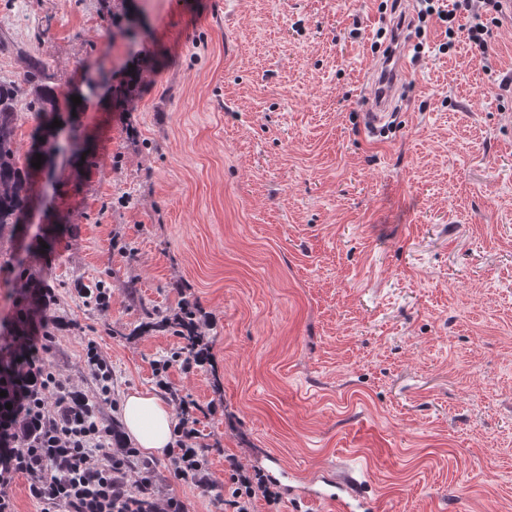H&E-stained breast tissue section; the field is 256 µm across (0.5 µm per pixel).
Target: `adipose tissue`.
<instances>
[{
  "mask_svg": "<svg viewBox=\"0 0 512 512\" xmlns=\"http://www.w3.org/2000/svg\"><path fill=\"white\" fill-rule=\"evenodd\" d=\"M122 418L127 435L143 452L160 455L171 448L175 415L160 396L147 391L129 394Z\"/></svg>",
  "mask_w": 512,
  "mask_h": 512,
  "instance_id": "1",
  "label": "adipose tissue"
}]
</instances>
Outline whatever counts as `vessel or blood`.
I'll return each mask as SVG.
<instances>
[{"label":"vessel or blood","mask_w":512,"mask_h":512,"mask_svg":"<svg viewBox=\"0 0 512 512\" xmlns=\"http://www.w3.org/2000/svg\"><path fill=\"white\" fill-rule=\"evenodd\" d=\"M407 45H400L387 57H379L371 80L368 97V110L364 123L371 132H378L387 119V112L398 89L413 81L414 75L407 64ZM358 483L353 478H345L337 491L310 490L300 493L298 502L306 507H320L321 512H348L351 501L358 498Z\"/></svg>","instance_id":"1"}]
</instances>
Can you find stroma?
I'll return each mask as SVG.
<instances>
[{"label": "stroma", "mask_w": 512, "mask_h": 512, "mask_svg": "<svg viewBox=\"0 0 512 512\" xmlns=\"http://www.w3.org/2000/svg\"><path fill=\"white\" fill-rule=\"evenodd\" d=\"M382 0H0V80L29 58L76 110L17 100L32 177L0 233V326L24 279L56 302L48 363L90 399L88 344L122 401L199 309L211 363L166 379L202 408L208 488L170 454L125 460L129 484L188 512H232L234 455L294 512L288 486L351 470L378 512H512V24L486 71L438 53L430 19L391 130L363 124ZM106 288V307L82 288ZM220 452H212V445Z\"/></svg>", "instance_id": "stroma-1"}]
</instances>
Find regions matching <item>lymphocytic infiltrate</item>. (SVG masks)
I'll list each match as a JSON object with an SVG mask.
<instances>
[{
  "label": "lymphocytic infiltrate",
  "mask_w": 512,
  "mask_h": 512,
  "mask_svg": "<svg viewBox=\"0 0 512 512\" xmlns=\"http://www.w3.org/2000/svg\"><path fill=\"white\" fill-rule=\"evenodd\" d=\"M419 22H446L441 52L464 43L486 55L494 36L486 15L504 11L503 0H419ZM467 14V23L457 21ZM34 305L19 307L0 336V512H16L9 492L16 476L29 479V494L43 512H139L138 498L121 481L123 460L113 459L111 435L98 417L99 406L51 369L43 357L54 339L45 312L49 291H34ZM176 479L202 482L206 459L196 446L197 431L188 420L175 427ZM224 461L234 486V512H252L256 496L273 499L264 480H252L231 455Z\"/></svg>",
  "instance_id": "f902f5d3"
}]
</instances>
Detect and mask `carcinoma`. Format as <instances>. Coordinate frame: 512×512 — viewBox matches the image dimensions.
Returning <instances> with one entry per match:
<instances>
[{"label":"carcinoma","mask_w":512,"mask_h":512,"mask_svg":"<svg viewBox=\"0 0 512 512\" xmlns=\"http://www.w3.org/2000/svg\"><path fill=\"white\" fill-rule=\"evenodd\" d=\"M42 66L38 62L30 65L24 74V82L31 86L34 103L39 112H59L61 103L55 88L41 82ZM21 86L0 83V230L9 224L19 223V218L28 207L31 198L32 162L36 154L25 158L24 166H18L14 142L17 112L14 103Z\"/></svg>","instance_id":"cac0c4a2"}]
</instances>
